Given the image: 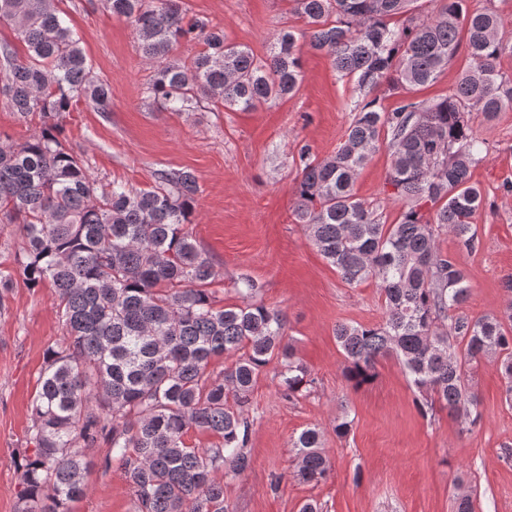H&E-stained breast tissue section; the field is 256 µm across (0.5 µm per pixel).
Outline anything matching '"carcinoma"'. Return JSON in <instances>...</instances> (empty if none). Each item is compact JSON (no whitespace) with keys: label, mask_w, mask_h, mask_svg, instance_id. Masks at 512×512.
Instances as JSON below:
<instances>
[{"label":"carcinoma","mask_w":512,"mask_h":512,"mask_svg":"<svg viewBox=\"0 0 512 512\" xmlns=\"http://www.w3.org/2000/svg\"><path fill=\"white\" fill-rule=\"evenodd\" d=\"M132 29L137 50L153 66L150 105L188 112L203 100L249 112L294 93L303 79L301 47L290 30L261 58L228 40L205 18L186 19L182 0H102ZM307 45L352 79L361 95L337 151L299 150L296 222L349 285L373 281L385 316L374 325L336 324L342 376L354 389L371 384L379 360L403 366L424 413L436 406L462 424L479 417L468 378L496 359L512 401V305L502 317L461 312L469 277L438 247L442 233L461 252L480 241L472 218L482 205L471 182L485 146L472 122L512 110V79L497 62L512 56L500 36L499 13L469 12L465 0H441L425 16L407 15L413 0H294ZM403 15L400 23L393 18ZM13 28L18 55L0 43V96L39 129L0 146V222L24 240L16 274L31 288L55 291L64 336L46 352L30 405L32 451L17 461L22 486L17 512H67L86 495L94 467L84 450L103 443V471L116 463L135 512H229L224 483L249 467L251 423L244 407L259 374L274 360L281 394L312 385L307 366L285 341V313L263 303L216 307L217 272L193 236L197 179L163 171L148 189L100 184L84 160L65 148L59 124L85 99L111 110L110 85L89 63L81 38L55 0H0V24ZM184 42L202 46L190 64L169 59ZM465 43L473 66L453 93L428 104L401 98L380 103L389 89L433 83ZM386 144L389 198L401 205L389 224L380 207L359 198L354 182L371 154ZM234 362L213 378L212 360ZM192 430L219 442L201 448ZM297 476L328 478L322 434L313 427L293 441Z\"/></svg>","instance_id":"1"}]
</instances>
